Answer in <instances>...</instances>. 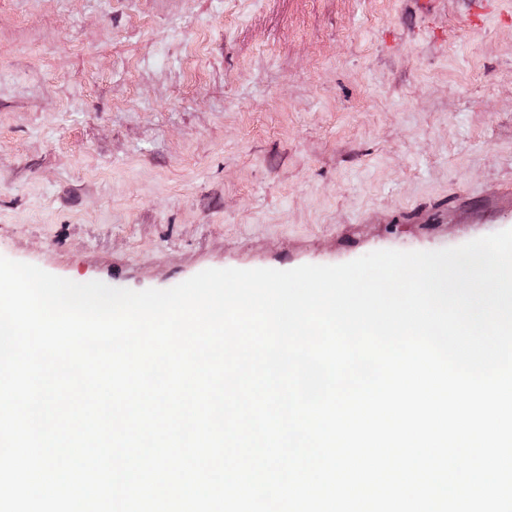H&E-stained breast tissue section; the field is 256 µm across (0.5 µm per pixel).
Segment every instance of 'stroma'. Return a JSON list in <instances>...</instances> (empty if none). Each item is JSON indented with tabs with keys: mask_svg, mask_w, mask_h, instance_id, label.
<instances>
[{
	"mask_svg": "<svg viewBox=\"0 0 512 512\" xmlns=\"http://www.w3.org/2000/svg\"><path fill=\"white\" fill-rule=\"evenodd\" d=\"M512 229V0H0V256L168 289Z\"/></svg>",
	"mask_w": 512,
	"mask_h": 512,
	"instance_id": "stroma-1",
	"label": "stroma"
}]
</instances>
